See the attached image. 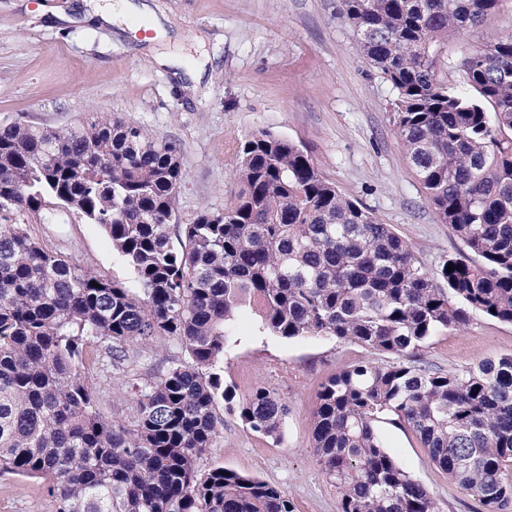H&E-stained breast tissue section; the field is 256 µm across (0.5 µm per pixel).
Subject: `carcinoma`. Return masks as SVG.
<instances>
[{"mask_svg": "<svg viewBox=\"0 0 512 512\" xmlns=\"http://www.w3.org/2000/svg\"><path fill=\"white\" fill-rule=\"evenodd\" d=\"M503 2L339 0L356 52L394 94L395 134L426 198L465 247L434 271L287 138L244 140L234 201L183 224L176 143L110 112L65 128L0 126V474L40 480L53 512H294L265 481L197 469L223 435L221 402L253 433L284 438L290 408L275 390L238 399L224 386L230 323L250 306L262 333L381 356L355 359L318 392L314 455L338 512H437L377 434L388 415L480 512H504L512 353L448 372L422 358L473 312L512 324V75L500 72L512 70V34L448 54ZM450 67L467 88L448 85ZM67 217L105 230L140 295L27 228ZM166 341L177 352L127 381L146 347ZM88 360L128 385L132 423L101 412Z\"/></svg>", "mask_w": 512, "mask_h": 512, "instance_id": "1", "label": "carcinoma"}]
</instances>
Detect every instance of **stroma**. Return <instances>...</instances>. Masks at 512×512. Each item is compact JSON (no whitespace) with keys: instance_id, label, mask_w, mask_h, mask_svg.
Here are the masks:
<instances>
[{"instance_id":"1","label":"stroma","mask_w":512,"mask_h":512,"mask_svg":"<svg viewBox=\"0 0 512 512\" xmlns=\"http://www.w3.org/2000/svg\"><path fill=\"white\" fill-rule=\"evenodd\" d=\"M131 2L135 11L106 22L92 0H0V125L61 127L109 112L175 141L184 224L203 208L233 201L235 150L267 131L306 150L343 195L391 225L427 268L461 249L395 134L394 95L355 51L337 0ZM32 230L74 262L138 290L133 269L101 226L74 220ZM233 331L224 383L240 398L259 385L276 390L290 406L285 442L272 444L228 414L223 438L199 459V470L221 465L257 477L284 490L295 512H338L312 448L313 411L321 385L364 349L260 333L248 307ZM509 353L512 324L475 312L463 329L434 338L422 356L448 370ZM378 431L439 512H477V502L432 463L408 427L386 419ZM0 512H51V505L38 480L0 475Z\"/></svg>"}]
</instances>
